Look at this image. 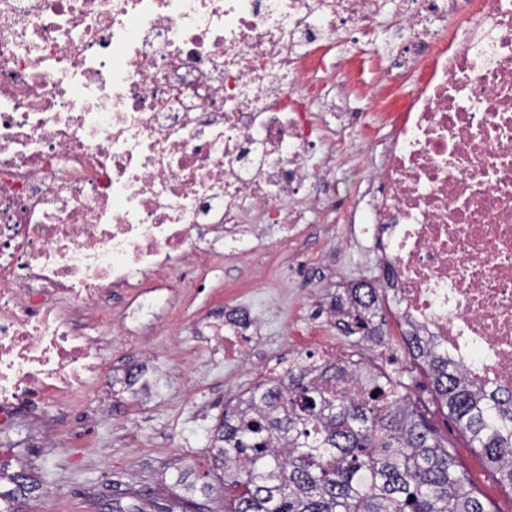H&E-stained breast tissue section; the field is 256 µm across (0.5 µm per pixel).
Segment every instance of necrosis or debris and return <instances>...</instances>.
<instances>
[{"mask_svg":"<svg viewBox=\"0 0 512 512\" xmlns=\"http://www.w3.org/2000/svg\"><path fill=\"white\" fill-rule=\"evenodd\" d=\"M385 0H0V427L104 403L113 313L147 332L215 255L262 257L331 207L361 114L324 43ZM407 48L370 97L385 134L344 238L376 244L404 313L469 378L512 391V0H398ZM418 87L392 95L399 71ZM228 308L235 364L264 338ZM301 339L262 383L334 361Z\"/></svg>","mask_w":512,"mask_h":512,"instance_id":"1","label":"necrosis or debris"}]
</instances>
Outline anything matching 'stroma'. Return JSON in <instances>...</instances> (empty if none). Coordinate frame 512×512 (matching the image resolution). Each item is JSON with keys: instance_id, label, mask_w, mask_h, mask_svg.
I'll use <instances>...</instances> for the list:
<instances>
[{"instance_id": "stroma-1", "label": "stroma", "mask_w": 512, "mask_h": 512, "mask_svg": "<svg viewBox=\"0 0 512 512\" xmlns=\"http://www.w3.org/2000/svg\"><path fill=\"white\" fill-rule=\"evenodd\" d=\"M399 39V33L382 29L351 48V64L363 68L366 82L353 90L352 102L376 89ZM379 124L376 114H367L354 133L355 146L362 151L358 163L337 161L338 197L347 199L357 192L370 165L365 147ZM379 274L372 247L344 246L331 214L320 223L301 225L294 238L273 246L261 264L225 271L223 279L213 281L209 294L187 299L157 332L160 394L154 402L142 403L121 384L112 391L111 417H99L95 405L75 401L91 427L77 436L61 433L52 447L45 446L41 425L24 412L13 427L0 432V453L39 487L35 493L14 495L11 512H182L187 498L195 499L202 512H224L223 473L212 466V436L225 409L253 385L258 363L251 360L228 369L222 357L185 335V328L202 309H220L269 289L279 306L270 313L273 324L266 342L280 349L296 339L287 308L305 299L328 307L350 282H372ZM400 312L394 298L384 299L379 330L368 342L338 335L332 323L320 333L334 340L339 358L392 373L408 364ZM434 421L454 442L457 461L471 480L499 512H512V489L492 481L483 458L448 416L435 413Z\"/></svg>"}]
</instances>
